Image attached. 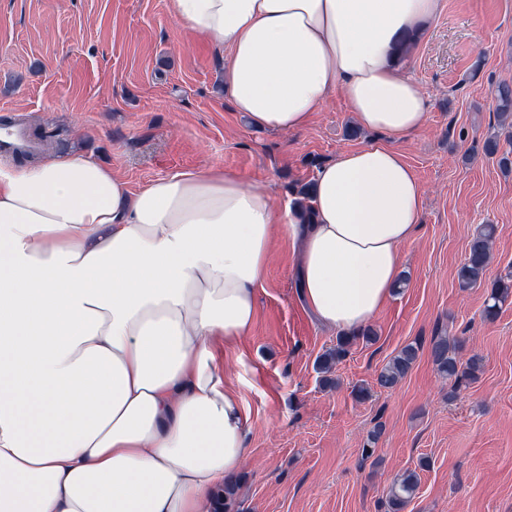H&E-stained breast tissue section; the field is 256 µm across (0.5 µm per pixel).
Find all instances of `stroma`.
Returning a JSON list of instances; mask_svg holds the SVG:
<instances>
[{"mask_svg":"<svg viewBox=\"0 0 512 512\" xmlns=\"http://www.w3.org/2000/svg\"><path fill=\"white\" fill-rule=\"evenodd\" d=\"M173 10L174 0H0V120L54 131L46 156L91 155L134 189L216 165L266 183L280 206L337 152L373 141L349 136L355 122L338 93L301 131L252 128L224 93L216 51ZM407 65L428 101L426 126L396 144L425 193L418 232L401 248L407 283L329 388L315 361L338 333L306 309L296 257L276 240L254 325L224 356L249 417L236 512H384L408 470L420 483L406 512H512V302L486 321L485 288L457 278L481 224L496 227L487 279L512 270V172L484 150L497 126L493 91L512 83V0H440ZM445 335L481 357L475 382L437 374L430 340ZM414 341L408 375L379 388L381 369ZM359 385L368 399L355 398ZM378 425L375 457L363 458Z\"/></svg>","mask_w":512,"mask_h":512,"instance_id":"obj_1","label":"stroma"}]
</instances>
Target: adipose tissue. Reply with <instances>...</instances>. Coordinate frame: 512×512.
Here are the masks:
<instances>
[{"label":"adipose tissue","instance_id":"1","mask_svg":"<svg viewBox=\"0 0 512 512\" xmlns=\"http://www.w3.org/2000/svg\"><path fill=\"white\" fill-rule=\"evenodd\" d=\"M174 4L251 126L301 131L338 91L384 140L317 171L309 224L219 166L135 191L88 156L0 161V512H208L248 453L217 355L251 331L275 239L332 329L401 278L424 191L395 144L428 103L399 53L439 0Z\"/></svg>","mask_w":512,"mask_h":512}]
</instances>
